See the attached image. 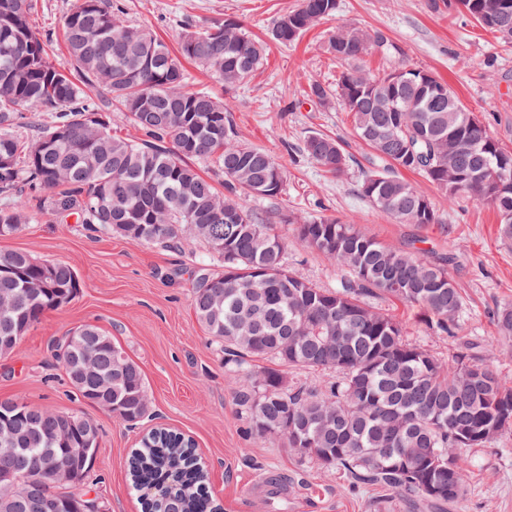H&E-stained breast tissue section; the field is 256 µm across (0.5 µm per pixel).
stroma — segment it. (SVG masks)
Masks as SVG:
<instances>
[{
	"label": "stroma",
	"instance_id": "35a3bbf8",
	"mask_svg": "<svg viewBox=\"0 0 512 512\" xmlns=\"http://www.w3.org/2000/svg\"><path fill=\"white\" fill-rule=\"evenodd\" d=\"M31 21L50 37L63 58L62 23L74 0H35ZM131 23L147 24L176 48L184 27L235 17L250 35L265 37L273 21L301 0H122ZM431 0H339L334 19L296 43L270 44L263 64L238 89L232 117L242 138L274 156L285 171L277 200L244 198L251 210L323 213L360 226L390 248L417 246L429 256L453 255L448 274L463 305L455 335L428 330L419 314L386 295L373 307L405 322L412 342L447 358L466 344L494 371L512 376V339L499 337L495 314L512 305V240L499 232L496 211L468 198L448 203L422 177L404 179L427 194L445 215L442 224H398L381 217L356 191L374 168L370 149L354 134L350 112L337 102L310 101L311 83L335 86L340 65L324 50L327 32L352 23L381 32L402 60L448 83L461 103L485 122L492 136L512 150V46L500 44L465 12L432 9ZM337 138L355 158L344 175L333 176L308 162L299 146L309 132ZM288 238L289 269L317 287H336L343 270L303 246L292 225H279ZM26 251L38 259L64 262L82 288L70 303L47 312L15 351L0 357V399L53 410L82 412L100 427L87 483L104 512H141L127 459L146 433L163 425L192 438L208 475L211 495L224 512H411L374 488L352 487L339 473L282 447L278 439L251 433L233 400L238 382L224 354L197 321L193 272L208 257L206 246L186 239L180 251L139 245L116 235L89 231L75 216H39L10 236L0 253ZM94 324L109 332L141 368L151 400L148 416L125 423L78 401L53 346L70 330ZM466 494L456 512H512V429L485 448L465 450Z\"/></svg>",
	"mask_w": 512,
	"mask_h": 512
}]
</instances>
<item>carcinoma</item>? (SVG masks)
I'll use <instances>...</instances> for the list:
<instances>
[{
    "mask_svg": "<svg viewBox=\"0 0 512 512\" xmlns=\"http://www.w3.org/2000/svg\"><path fill=\"white\" fill-rule=\"evenodd\" d=\"M501 2L447 5L512 44V10L503 13ZM337 8V0H302L276 19L269 37L290 45ZM31 12V0H0V236L65 211L94 232L173 250L204 228L201 240L224 271L199 268L193 306L240 378L234 400L250 430L346 473L355 488L381 486L436 512L459 503L462 452L487 447L512 426V379L464 351L443 362L414 344L405 324L366 304L377 293L395 297L422 311L432 331L455 335L463 298L449 259L391 249L325 215L278 209L272 217L241 203L244 195L277 199L285 172L241 139L230 101L188 84L182 62L230 94L261 64L265 44L226 18L185 30L173 52L147 26L129 23L117 0H75L63 19L61 62L30 25ZM326 50L342 67L336 90L315 82L310 95L322 105L340 101L359 139L387 163L362 175L358 193L396 223H445L398 171L416 173L450 204L465 195L491 205L511 240L512 151L448 85L404 63L376 74L361 67L365 55L392 50L378 31L340 24ZM88 88L103 90L108 106L90 102ZM112 110L144 137L113 133ZM300 152L331 174L348 168L349 155L329 135L310 133ZM207 163L224 192L196 168ZM279 224L296 225L304 246L345 270L338 287L318 288L288 269ZM79 288L67 264L0 253V357ZM496 327L512 337L511 306L497 312ZM56 357L81 401L127 423L149 412L140 367L98 326L69 332ZM257 358L272 366L255 368ZM288 367L328 379L290 384ZM97 439L96 424L79 413L0 400V467L14 473L0 482V512H92L85 478L93 456L76 449H94ZM129 474L142 491V512H221L191 440L177 431H151L132 453Z\"/></svg>",
    "mask_w": 512,
    "mask_h": 512,
    "instance_id": "cac0c4a2",
    "label": "carcinoma"
}]
</instances>
